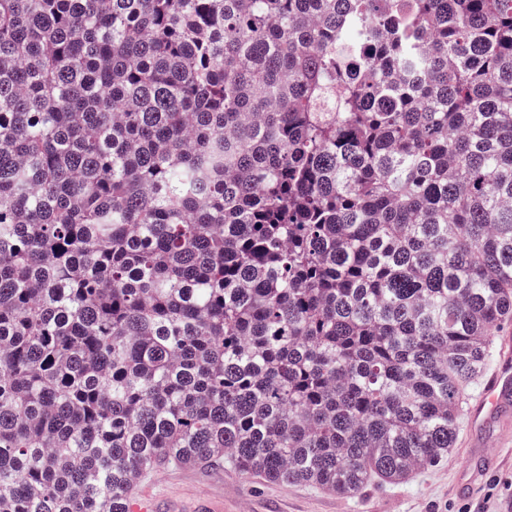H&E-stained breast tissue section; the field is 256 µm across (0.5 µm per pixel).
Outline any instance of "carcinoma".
<instances>
[{"mask_svg":"<svg viewBox=\"0 0 512 512\" xmlns=\"http://www.w3.org/2000/svg\"><path fill=\"white\" fill-rule=\"evenodd\" d=\"M507 318L512 0H0V512L402 481Z\"/></svg>","mask_w":512,"mask_h":512,"instance_id":"obj_1","label":"carcinoma"}]
</instances>
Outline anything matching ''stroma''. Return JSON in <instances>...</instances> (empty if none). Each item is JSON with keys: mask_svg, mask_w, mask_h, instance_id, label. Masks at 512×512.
I'll list each match as a JSON object with an SVG mask.
<instances>
[{"mask_svg": "<svg viewBox=\"0 0 512 512\" xmlns=\"http://www.w3.org/2000/svg\"><path fill=\"white\" fill-rule=\"evenodd\" d=\"M496 454L493 468L465 495L456 489L468 460L466 447L459 443L439 463L415 469L406 481L375 478L354 496L308 483H272L224 462L159 466L145 471L136 487L163 499L225 494L246 499L255 512H268L278 503L287 504L290 512H475L479 507L484 512H512V444Z\"/></svg>", "mask_w": 512, "mask_h": 512, "instance_id": "stroma-1", "label": "stroma"}]
</instances>
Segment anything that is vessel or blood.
I'll list each match as a JSON object with an SVG mask.
<instances>
[{
  "mask_svg": "<svg viewBox=\"0 0 512 512\" xmlns=\"http://www.w3.org/2000/svg\"><path fill=\"white\" fill-rule=\"evenodd\" d=\"M467 419V446L472 464L462 478L461 488L465 491L496 462L489 451L488 441L479 439V432L492 423L500 424L505 430L512 428V338L502 337L499 357L480 396L470 404ZM121 508L123 512H250L243 504H232L227 499L208 494L197 495L189 509L183 508L177 500L162 501L149 494L125 497Z\"/></svg>",
  "mask_w": 512,
  "mask_h": 512,
  "instance_id": "b4317fda",
  "label": "vessel or blood"
}]
</instances>
